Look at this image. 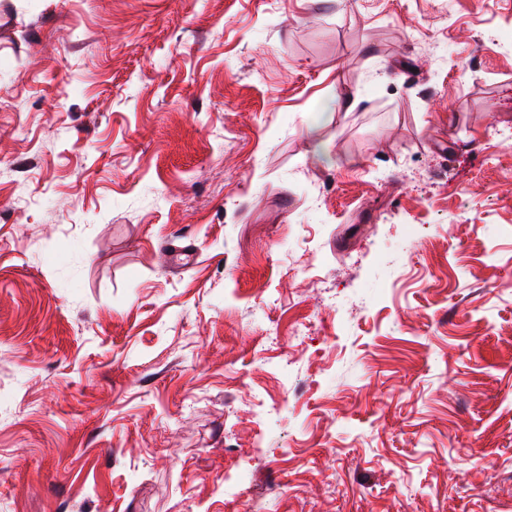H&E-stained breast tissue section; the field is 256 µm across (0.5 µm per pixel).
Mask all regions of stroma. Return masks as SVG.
Wrapping results in <instances>:
<instances>
[{
  "label": "stroma",
  "instance_id": "stroma-1",
  "mask_svg": "<svg viewBox=\"0 0 512 512\" xmlns=\"http://www.w3.org/2000/svg\"><path fill=\"white\" fill-rule=\"evenodd\" d=\"M506 31L0 0V512H512Z\"/></svg>",
  "mask_w": 512,
  "mask_h": 512
}]
</instances>
